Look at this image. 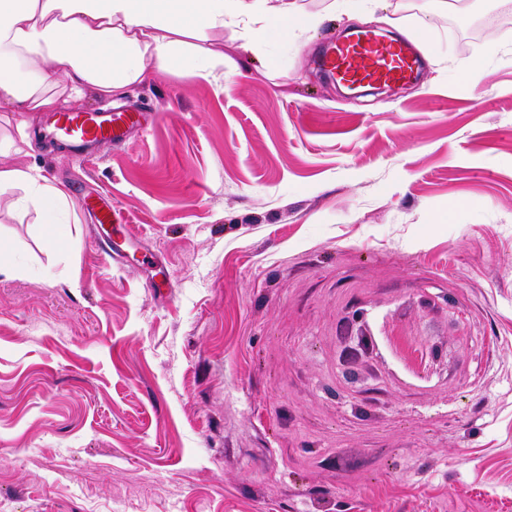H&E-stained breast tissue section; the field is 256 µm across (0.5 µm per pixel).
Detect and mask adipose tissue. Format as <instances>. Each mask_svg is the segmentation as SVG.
Masks as SVG:
<instances>
[{
	"label": "adipose tissue",
	"mask_w": 512,
	"mask_h": 512,
	"mask_svg": "<svg viewBox=\"0 0 512 512\" xmlns=\"http://www.w3.org/2000/svg\"><path fill=\"white\" fill-rule=\"evenodd\" d=\"M321 22L298 0H0V112H58L90 94L106 101L151 74H177L184 60L194 76L219 81L224 29L248 50L270 32L301 35ZM7 188L20 189L14 207L34 209L54 246L71 207L65 190L2 164Z\"/></svg>",
	"instance_id": "obj_1"
}]
</instances>
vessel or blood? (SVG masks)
<instances>
[{"label": "vessel or blood", "instance_id": "b4317fda", "mask_svg": "<svg viewBox=\"0 0 512 512\" xmlns=\"http://www.w3.org/2000/svg\"><path fill=\"white\" fill-rule=\"evenodd\" d=\"M323 58L341 80L351 84L405 81L419 63L416 51L408 42L396 39L382 44L372 40L365 31L357 33L349 43L328 44ZM148 118V113L137 110L62 112L55 122L80 153L90 148L119 145Z\"/></svg>", "mask_w": 512, "mask_h": 512}]
</instances>
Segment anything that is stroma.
I'll return each mask as SVG.
<instances>
[{
	"mask_svg": "<svg viewBox=\"0 0 512 512\" xmlns=\"http://www.w3.org/2000/svg\"><path fill=\"white\" fill-rule=\"evenodd\" d=\"M300 4L122 145L0 155L76 215L0 192L5 512H512V0ZM367 25L427 27L417 82L320 74ZM17 188L22 190L13 205L16 209L33 208L47 225L44 243L54 246L65 234L64 217L71 207V201L65 190L41 176L34 168H19L7 164L0 165V190Z\"/></svg>",
	"mask_w": 512,
	"mask_h": 512,
	"instance_id": "stroma-1",
	"label": "stroma"
}]
</instances>
